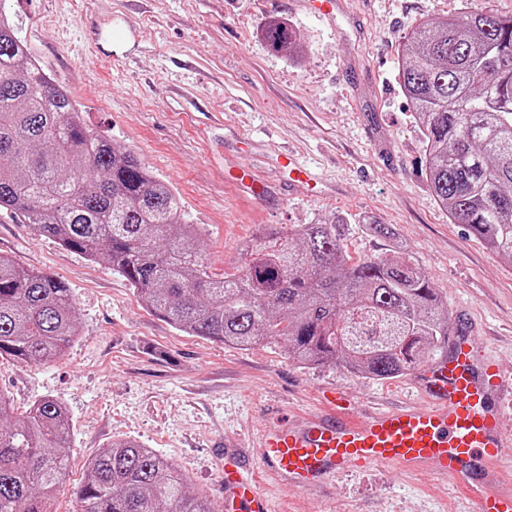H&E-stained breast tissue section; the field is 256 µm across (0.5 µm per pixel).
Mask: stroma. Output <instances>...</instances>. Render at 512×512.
Wrapping results in <instances>:
<instances>
[{
	"label": "stroma",
	"mask_w": 512,
	"mask_h": 512,
	"mask_svg": "<svg viewBox=\"0 0 512 512\" xmlns=\"http://www.w3.org/2000/svg\"><path fill=\"white\" fill-rule=\"evenodd\" d=\"M316 18L301 0H5L53 83L69 89L89 128L127 150L182 197L205 227L214 273L245 262L259 224L350 226L352 256L388 241L364 219L393 225L445 302L472 319L481 350L512 376V261L452 223L425 176V143L399 85L402 47L423 20L465 5L512 16V0H345ZM284 21L303 52L269 50L263 25ZM293 153L324 184H291L276 154ZM263 182L249 195L236 178ZM0 254L72 289L80 339L59 360L25 366L0 357V394L16 413L50 397L72 421L70 476L56 512H72L86 461L129 437L178 466L221 503L226 443L238 446L272 512H472L446 476L424 469L349 471L296 490L260 469L254 441L279 422L325 411L323 390L366 421L379 407L423 400L415 377L376 380L339 364L301 367L283 346L240 349L161 320L100 260L37 236L0 213Z\"/></svg>",
	"instance_id": "1"
}]
</instances>
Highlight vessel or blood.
I'll use <instances>...</instances> for the list:
<instances>
[{
  "label": "vessel or blood",
  "mask_w": 512,
  "mask_h": 512,
  "mask_svg": "<svg viewBox=\"0 0 512 512\" xmlns=\"http://www.w3.org/2000/svg\"><path fill=\"white\" fill-rule=\"evenodd\" d=\"M477 345L475 329L453 331L447 353L418 370L424 402L375 412L363 423L343 407L339 392L324 391L328 411L282 422L263 435V470L308 489L349 468H430L467 494L473 512H512V484L500 473L512 456V437L500 428L505 408L512 407V377ZM225 457L224 512H270L238 454Z\"/></svg>",
  "instance_id": "vessel-or-blood-1"
}]
</instances>
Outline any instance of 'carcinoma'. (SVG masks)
Instances as JSON below:
<instances>
[{"label": "carcinoma", "mask_w": 512, "mask_h": 512, "mask_svg": "<svg viewBox=\"0 0 512 512\" xmlns=\"http://www.w3.org/2000/svg\"><path fill=\"white\" fill-rule=\"evenodd\" d=\"M267 46L301 49L288 25ZM400 86L426 145V180L449 219L512 261V17L467 7L420 22L403 48ZM67 250L103 260L174 328L249 349L281 344L302 366L339 363L373 379L443 351L447 303L388 224L364 230L388 253L354 259L341 223L266 224L238 274L216 279L178 193L83 121L0 8V210ZM78 337L68 284L0 255V356H64ZM0 512H53L66 477L71 419L52 398L18 420L0 398ZM75 512H215L153 449L114 439L86 463Z\"/></svg>", "instance_id": "carcinoma-1"}]
</instances>
